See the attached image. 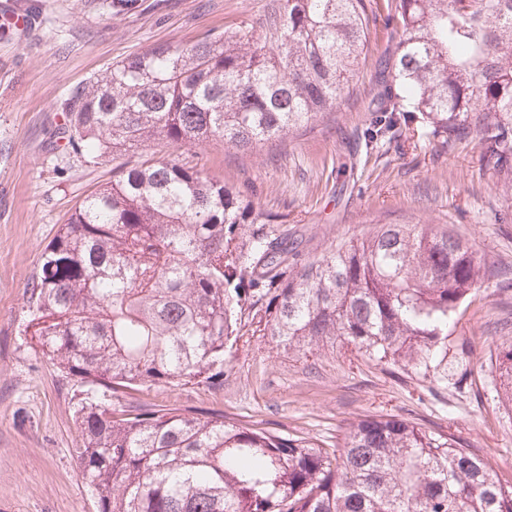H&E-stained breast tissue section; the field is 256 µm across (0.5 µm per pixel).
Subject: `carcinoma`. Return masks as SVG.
<instances>
[{"mask_svg": "<svg viewBox=\"0 0 512 512\" xmlns=\"http://www.w3.org/2000/svg\"><path fill=\"white\" fill-rule=\"evenodd\" d=\"M371 137L427 127L472 140L512 186V0H396ZM366 0H269L258 26L126 58L67 104L90 164L163 141L251 150L343 98L365 66ZM245 192L172 154L114 172L61 225L25 293L31 336L85 392L221 384L245 335L310 352L341 342L404 366L441 362L448 319L493 275L471 245L388 224L305 263ZM512 403V349L499 357ZM73 449L98 512H512V486L453 436L397 418L343 445L196 409L78 399Z\"/></svg>", "mask_w": 512, "mask_h": 512, "instance_id": "1", "label": "carcinoma"}]
</instances>
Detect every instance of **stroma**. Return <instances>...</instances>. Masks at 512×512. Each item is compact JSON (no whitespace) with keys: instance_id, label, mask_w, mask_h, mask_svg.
Here are the masks:
<instances>
[{"instance_id":"1","label":"stroma","mask_w":512,"mask_h":512,"mask_svg":"<svg viewBox=\"0 0 512 512\" xmlns=\"http://www.w3.org/2000/svg\"><path fill=\"white\" fill-rule=\"evenodd\" d=\"M268 0H6L0 8V512H97L72 453L78 387L28 336L25 285L74 208L112 178L117 162L167 157L156 142L121 160L85 162L66 144V105L113 64L159 43L182 44L256 23ZM366 67L336 110L249 151L218 140L186 161L279 215L298 262L360 241L387 224L429 225L468 242L495 274L457 308L448 353L402 366L347 345L307 354L255 336L227 355L224 383L119 388L116 407L196 408L259 428L342 445L348 422L399 418L454 435L512 485V407L498 355L512 348V189L479 174L474 144L395 136L369 142L374 74L398 37L385 16L396 0H367Z\"/></svg>"}]
</instances>
